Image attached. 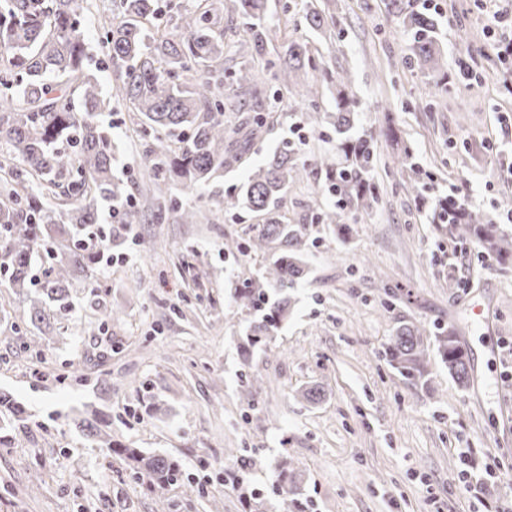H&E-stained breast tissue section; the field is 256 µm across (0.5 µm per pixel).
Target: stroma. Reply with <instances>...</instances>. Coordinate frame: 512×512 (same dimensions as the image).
<instances>
[{
	"label": "stroma",
	"mask_w": 512,
	"mask_h": 512,
	"mask_svg": "<svg viewBox=\"0 0 512 512\" xmlns=\"http://www.w3.org/2000/svg\"><path fill=\"white\" fill-rule=\"evenodd\" d=\"M109 0H91L84 18L97 79L112 101L101 119L116 147L113 172L141 214L130 231L104 216L111 264L94 286L72 291L74 313L53 335L29 319L0 268V512H288L277 486L282 468L302 472L304 512H472L469 487L490 512H512V268L476 245L441 238L392 173V142L378 139L380 204L349 243L316 221L309 203L330 204L323 173L290 185L283 221L306 224L308 275L293 288L288 318L250 345L257 314L236 298L262 281L270 252H228L248 243L262 218L228 209L224 198L282 140L303 161L334 152L333 128L304 124L303 106L284 100L275 134L259 133L249 165L186 195L200 209L184 224L145 190L150 138L125 104L112 100L115 76L101 44ZM336 16L335 31L305 20L304 0H267L271 52L308 41L332 71L345 70L357 95L358 129L392 113L401 141L433 175L428 196L462 191L487 223L512 233V95L489 45L477 0H436L432 14L450 90L425 97L429 76L406 65L410 39L389 0H317ZM456 272L461 286L449 285ZM117 320L100 323V307ZM423 331L430 350L424 383L403 378L384 356L399 322ZM455 327L471 365L458 387L431 343ZM259 388H251L252 380ZM322 388L323 399L304 393ZM98 414L113 440L179 459L182 487L157 495L126 465L77 428L78 412Z\"/></svg>",
	"instance_id": "35a3bbf8"
}]
</instances>
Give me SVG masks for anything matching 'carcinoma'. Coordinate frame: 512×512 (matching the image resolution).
Here are the masks:
<instances>
[{"label": "carcinoma", "instance_id": "cac0c4a2", "mask_svg": "<svg viewBox=\"0 0 512 512\" xmlns=\"http://www.w3.org/2000/svg\"><path fill=\"white\" fill-rule=\"evenodd\" d=\"M110 2L104 44L118 74L115 98L138 114L136 124L142 130L155 134L149 181L161 209L168 182L179 183L186 192L210 184L224 169L247 163L255 135L274 128L263 90L271 43L263 22L265 0H191L184 8L176 6L167 21L161 0ZM86 4L87 0H0V172L8 175L0 185V258L16 294L30 302V321L50 331L69 320L74 283L94 277L97 248L103 245L98 228L102 204L112 206L120 223H139V210L128 204L127 189L113 175L112 139L96 121L107 101L89 68L82 31ZM390 6L410 35L408 64L440 75L441 83L430 82L424 91L429 98L437 97L448 90V73L435 19L411 9L407 0H390ZM226 16L245 19L240 46L250 57V64L232 80L236 89L230 112L244 116L232 121L239 137L229 142L224 137L221 80ZM306 19L315 28L338 25L315 9L307 10ZM280 59L281 85L309 108L307 121L336 130V152L316 161L334 198L331 208L314 200L320 223L334 224L337 235L350 238L354 226L345 222L346 212L369 214L377 208L375 142L383 136L395 142L394 168L411 172L415 202L428 209L440 235L474 242L501 267H512V236L496 224L483 223L461 195L423 196L421 180L433 175L415 166L413 149L398 139L391 122L376 132L353 131L357 100L347 72L324 67L298 39L288 41ZM326 83L335 86L336 111L321 114L318 99ZM299 165L294 150L283 144L264 164L251 169L238 192L224 198L226 209L243 207L264 216L249 247L273 250L265 269L268 288L248 282L238 293L243 307L263 312L250 326L253 345L288 318L289 290L308 274L304 249L309 225L285 224L280 215L283 194L299 174ZM60 193L66 210L57 214L42 199ZM42 252L51 262L36 272L33 259ZM434 342L448 375L459 386H468L469 357L456 331L439 328ZM427 351L421 329L405 322L397 327L385 354L401 374L417 380L424 376ZM79 425L131 465L153 491L162 493L177 482L179 460L146 455L112 441L95 418H83ZM279 481L285 493L294 494L300 474L285 468Z\"/></svg>", "mask_w": 512, "mask_h": 512}]
</instances>
